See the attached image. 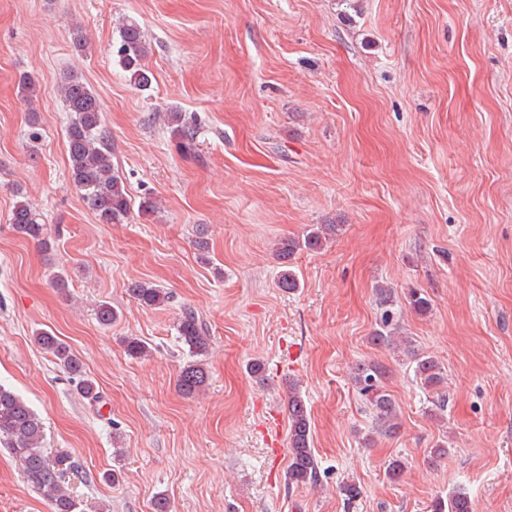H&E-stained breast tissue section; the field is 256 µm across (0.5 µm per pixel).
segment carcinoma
Returning a JSON list of instances; mask_svg holds the SVG:
<instances>
[{
    "mask_svg": "<svg viewBox=\"0 0 512 512\" xmlns=\"http://www.w3.org/2000/svg\"><path fill=\"white\" fill-rule=\"evenodd\" d=\"M116 49L118 65L128 73L131 83L138 87L151 84L150 71L144 60L148 43L140 25L125 20L118 28ZM59 95L70 121L66 129L69 174L71 181L88 209L101 224H120L128 216L132 200L112 165V145L104 130L102 105L98 96L80 77L66 75L58 86ZM164 122L171 128L177 150L184 156L196 154L197 131L181 112L169 111ZM20 200L15 202L9 218L12 231L24 239L37 242L42 248L49 246L47 228L39 209L24 199L21 190H15ZM341 230L339 224H316L301 238L288 237L280 240L274 256L283 270L279 272L276 286L292 292L300 283L292 269L295 256L303 251H317L327 240ZM128 294L141 306L153 308L169 301L165 289L152 282L135 280L127 288ZM376 301L384 308L382 322L369 336L376 346H390L396 341L397 328L391 326L388 308L392 307V289H376ZM408 306L415 314L424 316L431 309L430 300L422 290L412 288L406 296ZM177 333L188 347L193 361L183 367L177 387L186 397L199 395L208 382L205 358L209 351V330L198 312L185 307L177 323ZM34 341L55 358L67 374L79 378L78 393L85 399H99L94 381L84 375L82 360L70 347L44 329L35 331ZM415 375L427 388L445 383L444 368L433 357L413 354ZM388 367L380 362H362L356 365L352 380L371 407L375 416L376 431L391 436L401 428L395 401L383 386ZM289 448L288 483L291 485L314 484L317 481L318 464L310 445V416L298 388H293L288 402ZM44 424L36 411L12 388L0 384V445L9 449L21 462L27 482L48 498L53 512H80V503L66 485V474L75 463L66 455H48L44 448ZM431 512H474L469 494L461 489L452 492L448 499H436Z\"/></svg>",
    "mask_w": 512,
    "mask_h": 512,
    "instance_id": "1",
    "label": "carcinoma"
}]
</instances>
